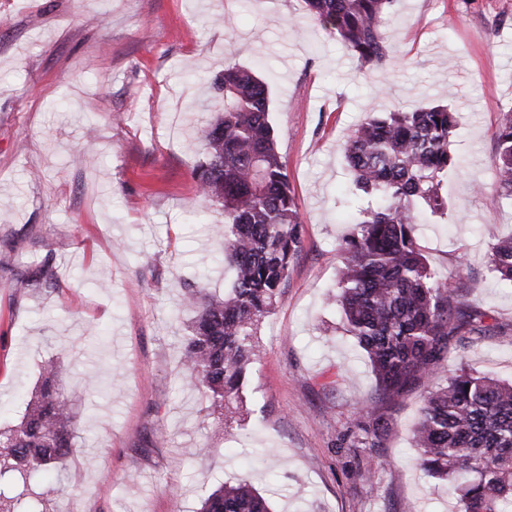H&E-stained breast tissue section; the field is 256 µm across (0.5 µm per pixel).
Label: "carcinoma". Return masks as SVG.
<instances>
[{
	"label": "carcinoma",
	"instance_id": "cac0c4a2",
	"mask_svg": "<svg viewBox=\"0 0 512 512\" xmlns=\"http://www.w3.org/2000/svg\"><path fill=\"white\" fill-rule=\"evenodd\" d=\"M393 0H304L309 15L332 31L357 60L378 67L387 56L381 22ZM222 99L207 108L212 119L198 131L205 149L195 168L200 196L224 214L220 263L233 271L228 292L197 284L180 299L192 312L184 324L182 363L206 410L224 430L243 416L244 380L259 348L258 332L284 295L301 250V218L286 165L269 123V92L254 71L227 65L217 82ZM446 105L377 112L347 138L352 173L345 195L373 196L355 210L342 245L333 300L344 331L366 353L384 411H375L359 444L381 448L398 398L433 378L448 340L476 342L491 331L487 314L463 307L459 287L430 266L418 243L414 209L444 213L441 177L458 163L450 152L457 134ZM495 136L496 197L512 199V110L501 113ZM492 271L512 282V237L491 247ZM31 281H56L49 261ZM38 394L20 421L0 429V475L28 476L49 468L68 483L77 473L67 460L77 451L74 403L54 359L41 367ZM422 470L456 496L463 512H512V383L461 364L426 392L412 430ZM200 512H270L249 483L222 482Z\"/></svg>",
	"mask_w": 512,
	"mask_h": 512
}]
</instances>
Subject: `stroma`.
Returning <instances> with one entry per match:
<instances>
[{"mask_svg":"<svg viewBox=\"0 0 512 512\" xmlns=\"http://www.w3.org/2000/svg\"><path fill=\"white\" fill-rule=\"evenodd\" d=\"M382 68L361 67L302 0H0V427L18 422L57 358L81 450L33 475L45 512H199L220 482H250L274 512H458L423 476L412 427L430 381L402 396L383 447H354L378 400L364 353L332 303L351 232L343 154L372 112L448 105L460 159L423 212L428 262L494 329L449 341L512 380V283L490 247L512 236L494 200L495 129L512 108V0H393ZM257 69L302 220V247L242 389L244 418L212 435L180 363L188 285L223 293L220 210L193 175L197 130L225 65ZM51 259L58 280L24 273ZM206 457H199V449Z\"/></svg>","mask_w":512,"mask_h":512,"instance_id":"stroma-1","label":"stroma"}]
</instances>
